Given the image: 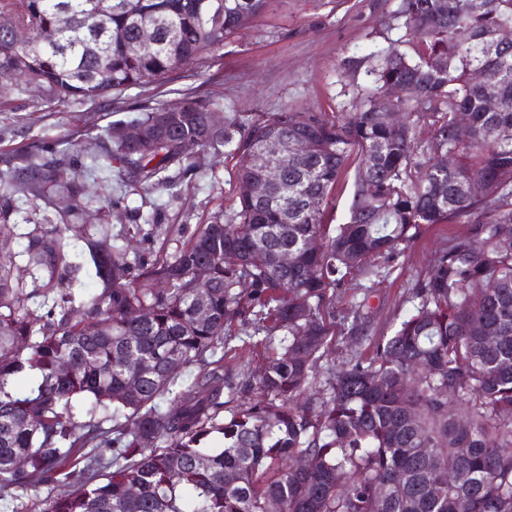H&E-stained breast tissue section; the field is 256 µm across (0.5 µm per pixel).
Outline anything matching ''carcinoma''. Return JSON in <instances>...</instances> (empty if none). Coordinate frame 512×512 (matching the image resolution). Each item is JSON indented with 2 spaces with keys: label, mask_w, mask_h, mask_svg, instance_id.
<instances>
[{
  "label": "carcinoma",
  "mask_w": 512,
  "mask_h": 512,
  "mask_svg": "<svg viewBox=\"0 0 512 512\" xmlns=\"http://www.w3.org/2000/svg\"><path fill=\"white\" fill-rule=\"evenodd\" d=\"M268 3L0 0V22L27 31L17 43L0 25V70L23 91L95 101L168 81ZM397 15L405 34L370 53L374 89L349 112L238 119L192 93L178 112L138 110L131 122L157 132L148 147L111 135L120 120L105 130L115 177L148 188L199 175L182 141L239 159L236 207L174 251L147 260L105 232L59 224L29 237L26 265L46 279L30 290L12 282L16 253L0 250V492L64 486L42 512H512V44L497 37L512 27V0H401ZM145 28L153 45L130 54ZM390 82L416 89L393 103L396 126L375 118ZM300 140L309 151L288 152V192L255 200L246 157ZM64 170L59 158L0 173V207L21 194L37 211L65 192L84 213L99 197ZM473 181L486 196L467 192ZM348 183L347 221L325 223ZM462 217L468 232L417 281L391 334L365 336L361 304L338 318L336 301L362 272L388 276L423 229ZM73 240L83 243L75 260ZM85 271L96 287H83ZM135 307L150 318L127 320ZM338 335L349 358L323 371ZM245 345L261 357L249 400L224 372ZM189 370L192 381L178 382ZM21 373L35 376L27 391L12 386Z\"/></svg>",
  "instance_id": "obj_1"
}]
</instances>
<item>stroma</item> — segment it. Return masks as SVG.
<instances>
[{"instance_id":"1","label":"stroma","mask_w":512,"mask_h":512,"mask_svg":"<svg viewBox=\"0 0 512 512\" xmlns=\"http://www.w3.org/2000/svg\"><path fill=\"white\" fill-rule=\"evenodd\" d=\"M398 4L399 0H271L233 42L203 62L185 66L169 82L92 102L56 103L7 84L0 93V170L63 156L70 171L93 181L104 165L99 137L113 121L131 117L144 106L175 105L189 92L211 96L224 113L242 118L285 106L343 111L358 91L372 86L370 52L402 36L394 17ZM353 57L361 59V66L343 76L344 63ZM191 156L201 164V176L178 181L170 189L113 183L118 204L109 211V234L121 235L142 215L176 226L169 238L135 241V249L148 257L163 245L175 249L210 215L231 209L235 159H216L199 147ZM467 228L464 219L427 228L405 249L389 276L366 272L351 283L340 309L364 302L369 336L390 334L398 318L411 309L412 289L430 261L447 248L450 236L465 234Z\"/></svg>"}]
</instances>
